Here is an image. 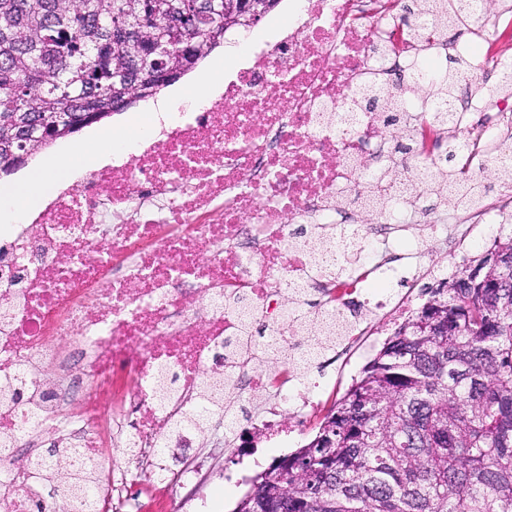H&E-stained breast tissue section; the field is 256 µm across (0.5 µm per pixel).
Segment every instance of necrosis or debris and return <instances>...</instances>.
Segmentation results:
<instances>
[{
    "instance_id": "4bbe7bcc",
    "label": "necrosis or debris",
    "mask_w": 512,
    "mask_h": 512,
    "mask_svg": "<svg viewBox=\"0 0 512 512\" xmlns=\"http://www.w3.org/2000/svg\"><path fill=\"white\" fill-rule=\"evenodd\" d=\"M461 55L454 136L400 152L369 88ZM511 69L512 0L443 30L399 0H288L287 28L217 92L178 94L167 124L125 129L119 160L1 224L0 512H80L59 471L112 512H173L210 486L206 457L173 469L169 449L221 431L245 454L317 419L322 387L414 311L422 243L455 253L512 222V185L482 187L488 160L512 166ZM452 152L449 193L482 187L460 223L397 219ZM394 164L412 180L383 188ZM351 250L358 264L329 277ZM401 270L403 293L371 303L367 280ZM203 404V427L182 426Z\"/></svg>"
}]
</instances>
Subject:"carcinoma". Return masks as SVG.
<instances>
[{
	"mask_svg": "<svg viewBox=\"0 0 512 512\" xmlns=\"http://www.w3.org/2000/svg\"><path fill=\"white\" fill-rule=\"evenodd\" d=\"M448 26L439 0H411ZM240 0H0V165L157 95L234 30ZM467 66L435 69L446 100ZM454 177V157L426 192ZM426 289L323 418L252 479L234 512H512V230ZM83 512L91 486L73 490Z\"/></svg>",
	"mask_w": 512,
	"mask_h": 512,
	"instance_id": "obj_1",
	"label": "carcinoma"
}]
</instances>
